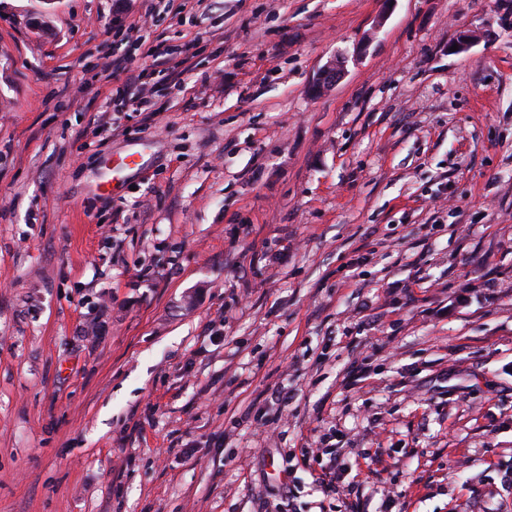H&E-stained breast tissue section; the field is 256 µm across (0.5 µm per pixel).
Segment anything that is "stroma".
Segmentation results:
<instances>
[{
  "instance_id": "stroma-1",
  "label": "stroma",
  "mask_w": 512,
  "mask_h": 512,
  "mask_svg": "<svg viewBox=\"0 0 512 512\" xmlns=\"http://www.w3.org/2000/svg\"><path fill=\"white\" fill-rule=\"evenodd\" d=\"M351 501L512 512V0H0V512ZM345 58L336 57L325 64L313 78L310 91L313 95H320L335 87L345 74Z\"/></svg>"
}]
</instances>
